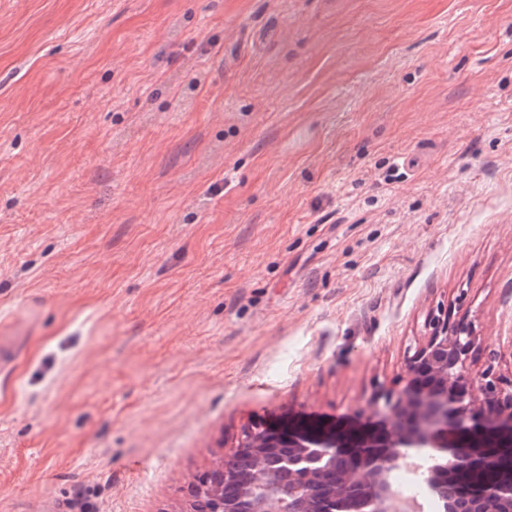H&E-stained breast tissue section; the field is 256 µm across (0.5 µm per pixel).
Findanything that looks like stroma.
I'll use <instances>...</instances> for the list:
<instances>
[{"mask_svg":"<svg viewBox=\"0 0 512 512\" xmlns=\"http://www.w3.org/2000/svg\"><path fill=\"white\" fill-rule=\"evenodd\" d=\"M444 311L512 388V0H0V512H193Z\"/></svg>","mask_w":512,"mask_h":512,"instance_id":"obj_1","label":"stroma"}]
</instances>
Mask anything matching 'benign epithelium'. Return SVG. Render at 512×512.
Returning <instances> with one entry per match:
<instances>
[{
  "mask_svg": "<svg viewBox=\"0 0 512 512\" xmlns=\"http://www.w3.org/2000/svg\"><path fill=\"white\" fill-rule=\"evenodd\" d=\"M472 330L433 321L399 391L373 402L383 428L352 436L268 426L245 435L198 488L200 512H512V391L467 367ZM410 474L421 495L405 496Z\"/></svg>",
  "mask_w": 512,
  "mask_h": 512,
  "instance_id": "benign-epithelium-1",
  "label": "benign epithelium"
}]
</instances>
